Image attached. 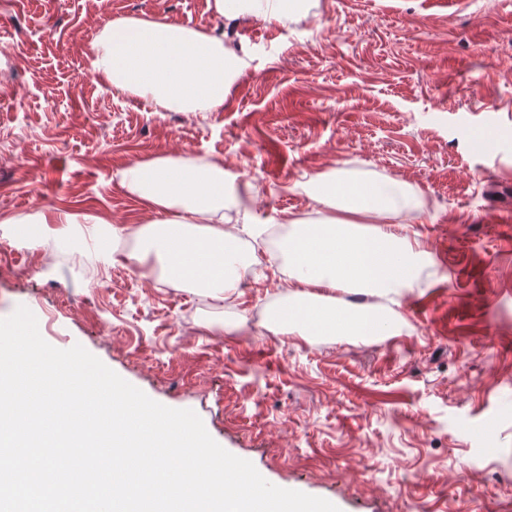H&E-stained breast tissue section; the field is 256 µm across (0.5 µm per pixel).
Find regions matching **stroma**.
<instances>
[{
  "label": "stroma",
  "instance_id": "35a3bbf8",
  "mask_svg": "<svg viewBox=\"0 0 512 512\" xmlns=\"http://www.w3.org/2000/svg\"><path fill=\"white\" fill-rule=\"evenodd\" d=\"M143 15L236 40L221 111L155 112L96 79L102 28ZM159 155L254 185L228 225L319 220L302 184L332 168L410 185L432 261L402 327L273 332L255 317L285 298L268 251L221 302L141 277L83 219L152 220L115 174ZM39 211L78 222L15 251L13 221ZM20 305L276 486L340 512H512V0H307L285 26L214 0H0V318Z\"/></svg>",
  "mask_w": 512,
  "mask_h": 512
}]
</instances>
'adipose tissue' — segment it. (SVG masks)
<instances>
[{
	"label": "adipose tissue",
	"instance_id": "ef3b65f1",
	"mask_svg": "<svg viewBox=\"0 0 512 512\" xmlns=\"http://www.w3.org/2000/svg\"><path fill=\"white\" fill-rule=\"evenodd\" d=\"M301 0H214L226 19L253 17L287 24ZM97 77L119 93L149 100L156 112H216L241 60L210 32L151 17L112 20L92 44ZM119 181L154 219L138 228L110 227L112 240L136 235L142 277L161 273L175 287L208 290L215 301L238 287L242 261L236 232L224 227L226 207L246 206L252 191L216 161L159 156L135 160ZM310 198L327 214L320 221L292 219L288 280L297 283L271 315L284 335L338 334L372 341L395 329L387 307L353 311L333 293L356 288L399 304L416 281L427 251L418 235L399 231L396 220L419 219V204L405 184L333 171L311 175Z\"/></svg>",
	"mask_w": 512,
	"mask_h": 512
}]
</instances>
